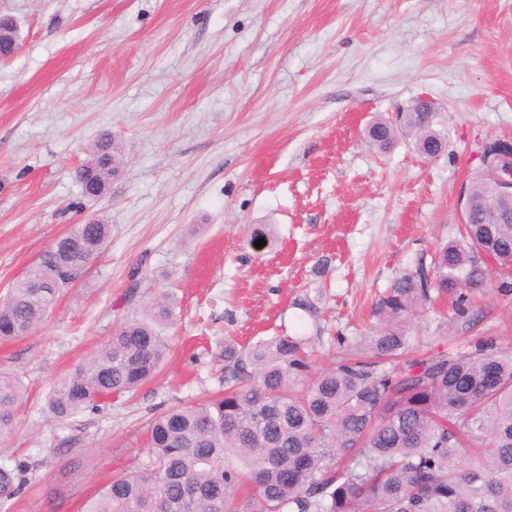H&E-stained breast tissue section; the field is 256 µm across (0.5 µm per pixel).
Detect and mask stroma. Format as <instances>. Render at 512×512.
I'll return each instance as SVG.
<instances>
[{"mask_svg":"<svg viewBox=\"0 0 512 512\" xmlns=\"http://www.w3.org/2000/svg\"><path fill=\"white\" fill-rule=\"evenodd\" d=\"M19 48L0 61V299L74 225L112 238L43 323L0 343L28 387L0 465H37L13 512H83L146 460L147 421L219 390L212 354L280 332L311 374L351 354L401 274L457 238L485 143L512 139V0H0ZM445 148L379 151L365 128L418 98ZM124 167L83 197L103 134ZM272 225L263 246L252 225ZM176 304L171 351L134 397L69 420L46 399L151 297ZM512 348V288L423 308L409 357Z\"/></svg>","mask_w":512,"mask_h":512,"instance_id":"35a3bbf8","label":"stroma"}]
</instances>
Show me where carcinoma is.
<instances>
[{
	"instance_id": "1",
	"label": "carcinoma",
	"mask_w": 512,
	"mask_h": 512,
	"mask_svg": "<svg viewBox=\"0 0 512 512\" xmlns=\"http://www.w3.org/2000/svg\"><path fill=\"white\" fill-rule=\"evenodd\" d=\"M432 112H406V126L428 157L444 140ZM396 129L375 120L370 145L383 150ZM124 165L121 147L106 135L78 168L104 196ZM467 193L493 204L485 178ZM460 239L439 247L433 277L396 278L374 308L377 324L358 357L343 358L312 379L305 339L281 333L242 347L224 340L222 396L180 403L151 418L148 457L112 479L85 512H512V351L480 340L465 355H427L394 362L409 348L408 324L419 307L451 299L459 305L491 279L485 258L500 265L512 253V223L459 226ZM112 236L109 224H76L54 254L32 266L0 301V341L27 335L78 280L87 260ZM57 288L39 294L37 280ZM174 319L165 296L127 318L104 349L80 361L47 400L67 420L97 410L114 396H132L161 369ZM26 403L21 380L0 375V433L11 430ZM470 458L461 465L462 450ZM34 465L0 467V509L29 483Z\"/></svg>"
}]
</instances>
